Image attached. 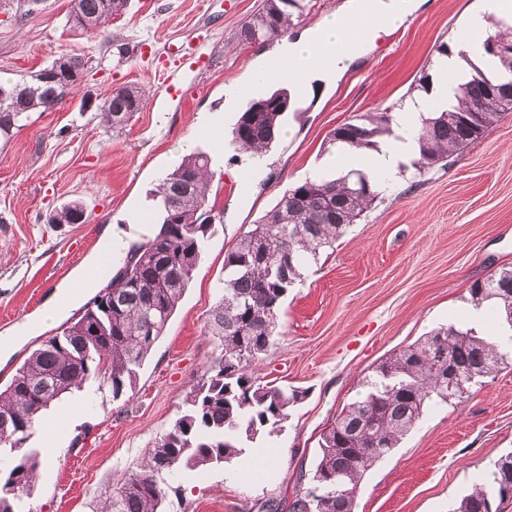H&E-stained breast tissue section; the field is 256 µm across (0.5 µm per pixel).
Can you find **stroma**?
Segmentation results:
<instances>
[{
	"mask_svg": "<svg viewBox=\"0 0 512 512\" xmlns=\"http://www.w3.org/2000/svg\"><path fill=\"white\" fill-rule=\"evenodd\" d=\"M262 0H130L97 33L68 27L70 0H42L29 16L0 12V78L36 74L62 54L91 57L81 90L33 113L0 144V386L45 337L60 332L96 294L104 254L121 262L149 233V193L187 152L211 160L223 222L163 336L143 364L129 403L88 384L48 410L28 447L44 458L21 512H100L106 493L135 469L172 426L187 393L217 352L207 324L223 295L224 254L289 188L311 178L336 143L337 126L370 112H399L422 95L439 45L455 44L480 0H423L402 25L373 28L366 52L327 83L297 96L273 148L235 150L229 89L242 103L253 63L275 41L237 44L241 23ZM135 84L146 103L109 132L99 107L113 88ZM82 203L80 224H54L64 204ZM512 262V112L443 167L410 169L389 181L281 308L275 348L253 368L260 380L306 391L285 430L261 440L275 449L259 473L243 459L205 473L161 475L181 487L167 512H262L292 498L312 469L322 431L392 353L441 326L512 344V327L490 318L469 288ZM512 453V365L463 398L431 408L394 452L365 476L355 512H449L452 503Z\"/></svg>",
	"mask_w": 512,
	"mask_h": 512,
	"instance_id": "obj_1",
	"label": "stroma"
}]
</instances>
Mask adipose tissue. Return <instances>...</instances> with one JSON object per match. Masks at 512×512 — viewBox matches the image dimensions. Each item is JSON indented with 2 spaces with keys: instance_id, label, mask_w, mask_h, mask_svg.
<instances>
[{
  "instance_id": "ef3b65f1",
  "label": "adipose tissue",
  "mask_w": 512,
  "mask_h": 512,
  "mask_svg": "<svg viewBox=\"0 0 512 512\" xmlns=\"http://www.w3.org/2000/svg\"><path fill=\"white\" fill-rule=\"evenodd\" d=\"M370 15H365L362 0H349L342 10L326 16L321 25L305 39L282 41L276 51L265 55L251 73L253 82L263 84L279 78L299 90H307L311 82H324L346 68L357 58L372 28ZM512 25V0H481V7L470 19L458 39L456 51L440 59L430 79V88L421 97L405 103L397 122L398 139L381 146L373 158L358 152L339 153L328 157L326 169L343 175L352 170H369L390 179L401 162L415 152L414 135L422 114L435 111L447 103L451 88L459 74V56L481 59L487 68H495L496 57L486 54L483 43L492 35V21ZM347 44L345 55H337L338 44Z\"/></svg>"
}]
</instances>
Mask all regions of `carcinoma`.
<instances>
[{
    "label": "carcinoma",
    "mask_w": 512,
    "mask_h": 512,
    "mask_svg": "<svg viewBox=\"0 0 512 512\" xmlns=\"http://www.w3.org/2000/svg\"><path fill=\"white\" fill-rule=\"evenodd\" d=\"M128 0H79L80 16L67 19L74 29L96 31L125 13ZM305 0H263L262 7L236 33L243 44L282 36ZM91 59L65 55L58 80L36 75L0 80V141L8 143L34 112H49L65 90L81 87ZM470 78L457 86V104L423 119L417 130L422 172L482 139L509 110L512 79L502 81L470 64ZM145 91L136 85L112 90L100 106L108 127L121 129L143 108ZM284 109L261 97L250 103L231 131L230 142L255 155L266 153L279 135ZM393 134V115L384 108L342 124L338 144L366 154L378 139ZM209 160L188 156L151 192L156 228L132 244L110 282L61 334L43 340L0 389V447L17 453L0 472V512H16V502L31 493L40 456L23 450L43 411L82 385L94 381L112 401L134 392L138 370L163 335L179 299L201 263L206 242L222 212L210 198ZM365 171L355 179H307L285 191L257 224L224 255V294L210 329L219 353L193 386L171 429L147 449L138 469L124 474L102 512H165L164 473L203 472L240 457L249 445L281 433L305 392L287 390L253 376L251 367L275 345L281 306L302 280L305 264L317 261L379 197ZM82 206L71 203L52 217L75 224ZM473 301L488 303L501 317L512 309V263L470 288ZM452 351L459 375L448 380L440 361ZM512 362V350L490 337L454 326L440 328L382 361L364 378V392L321 434L319 452L304 487L288 512H354L365 474L397 447L431 407L461 398L480 378ZM512 466L502 458L451 512H499Z\"/></svg>",
    "instance_id": "carcinoma-1"
}]
</instances>
